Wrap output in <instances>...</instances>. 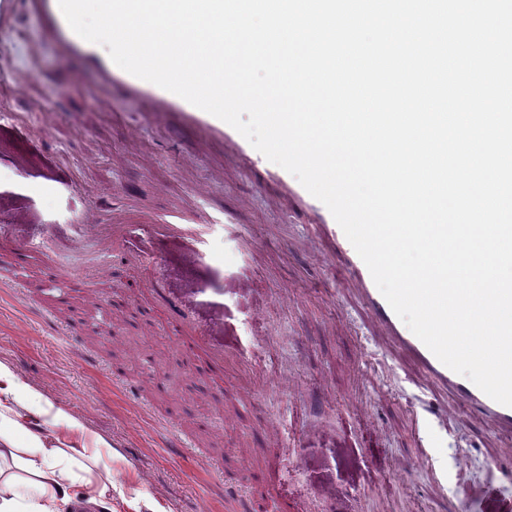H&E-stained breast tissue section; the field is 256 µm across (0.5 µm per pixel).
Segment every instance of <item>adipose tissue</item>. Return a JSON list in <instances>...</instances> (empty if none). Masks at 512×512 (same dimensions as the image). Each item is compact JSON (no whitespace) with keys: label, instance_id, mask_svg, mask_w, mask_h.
I'll list each match as a JSON object with an SVG mask.
<instances>
[{"label":"adipose tissue","instance_id":"obj_1","mask_svg":"<svg viewBox=\"0 0 512 512\" xmlns=\"http://www.w3.org/2000/svg\"><path fill=\"white\" fill-rule=\"evenodd\" d=\"M72 433L80 446L69 442ZM86 448L93 457L83 456ZM111 452L109 440L0 362V512H110L112 471L98 462Z\"/></svg>","mask_w":512,"mask_h":512}]
</instances>
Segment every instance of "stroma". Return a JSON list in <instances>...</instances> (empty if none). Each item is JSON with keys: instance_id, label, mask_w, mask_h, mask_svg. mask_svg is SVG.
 I'll list each match as a JSON object with an SVG mask.
<instances>
[{"instance_id": "obj_1", "label": "stroma", "mask_w": 512, "mask_h": 512, "mask_svg": "<svg viewBox=\"0 0 512 512\" xmlns=\"http://www.w3.org/2000/svg\"><path fill=\"white\" fill-rule=\"evenodd\" d=\"M84 83H76V74ZM33 75L21 94L7 79ZM64 57L28 0L0 24V361L112 443V512H226L276 447L278 498L297 512H507L512 436L423 375L367 316L356 284L320 240L313 214L229 149L145 118L144 102ZM111 191L100 223L125 216V258L69 277L76 216ZM232 212L242 242L224 239ZM203 227L207 256L184 265L156 221ZM40 241L49 258L27 253ZM206 329L223 377L186 372V348L146 278ZM210 294H203V287ZM34 299L45 321L24 308ZM133 386L126 398L122 385ZM440 409L428 432L434 469L415 465L414 411Z\"/></svg>"}]
</instances>
